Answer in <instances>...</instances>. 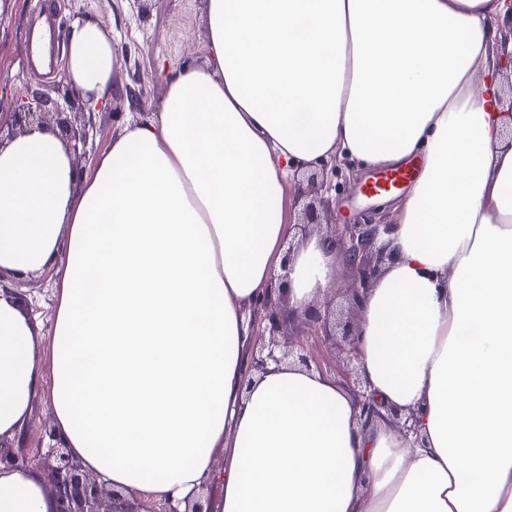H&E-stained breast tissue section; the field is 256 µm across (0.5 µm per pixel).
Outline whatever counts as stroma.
<instances>
[{
	"mask_svg": "<svg viewBox=\"0 0 512 512\" xmlns=\"http://www.w3.org/2000/svg\"><path fill=\"white\" fill-rule=\"evenodd\" d=\"M0 11V136L11 134L10 116L17 97H56L65 79V36L76 21H95L112 31L120 65L113 75L112 95L101 107L76 105L70 124L87 134L86 157L75 159L79 172L91 171L95 161L125 127L157 114L165 95L167 73L202 65L207 26L204 0H4ZM51 29L50 66L29 63L32 34ZM326 198L333 221L357 224L362 217L388 219L386 206L364 201L361 191L371 172L337 165ZM54 271L31 277H9L21 307L37 324L42 387L33 403L29 427L22 435L0 442V460L23 456L29 468L45 471L47 450L56 446L57 428L46 399L52 386V315L58 289Z\"/></svg>",
	"mask_w": 512,
	"mask_h": 512,
	"instance_id": "obj_1",
	"label": "stroma"
}]
</instances>
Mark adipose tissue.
I'll return each instance as SVG.
<instances>
[{
	"instance_id": "1",
	"label": "adipose tissue",
	"mask_w": 512,
	"mask_h": 512,
	"mask_svg": "<svg viewBox=\"0 0 512 512\" xmlns=\"http://www.w3.org/2000/svg\"><path fill=\"white\" fill-rule=\"evenodd\" d=\"M203 65L166 75L84 184L35 131L0 148V270L55 269L51 406L83 466L186 512H512V143L499 104L506 0H205ZM112 32L75 24L70 79L102 99ZM417 160L359 310L369 425L333 377L247 375L248 316L281 272L294 165ZM311 241L293 308L328 288ZM37 330L0 289V438L26 430ZM413 413L403 436L386 411ZM224 453L223 469L214 454ZM44 476L0 468V512H56Z\"/></svg>"
}]
</instances>
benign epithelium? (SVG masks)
Instances as JSON below:
<instances>
[{
  "mask_svg": "<svg viewBox=\"0 0 512 512\" xmlns=\"http://www.w3.org/2000/svg\"><path fill=\"white\" fill-rule=\"evenodd\" d=\"M76 91L67 84L64 86L61 100L39 98L35 102L20 100L13 116L15 124L21 128V134L27 135L44 127L47 111H53L61 128L67 127L65 109L70 107L71 97ZM392 225L376 224L369 221L364 224H327L321 234L325 253L339 252L343 265L351 274L350 287L346 289L349 308L358 310L363 298L392 261V255L386 248L378 245L379 240L391 232ZM299 248L288 245L282 264V273L277 276L278 289L290 282L292 263ZM286 296L267 295L260 304L253 307V332L251 337V359L249 369L257 373L269 371V365L290 363V357H296L299 365L310 369V360L305 354V336H323L340 338L338 350L346 363V387L353 394L358 408L359 419L367 423L377 409L365 395L363 379L357 365L356 341L358 337V319L345 320L336 316L335 309H327L324 316L314 319L306 330L294 332L290 322H303L306 312L285 309ZM392 427L399 433L415 429L412 415L398 410L390 411ZM47 479L57 499V512H103L100 509L103 499L102 485L90 474L81 469V465L66 452L59 453L58 463L48 469Z\"/></svg>",
  "mask_w": 512,
  "mask_h": 512,
  "instance_id": "7a95c632",
  "label": "benign epithelium"
}]
</instances>
